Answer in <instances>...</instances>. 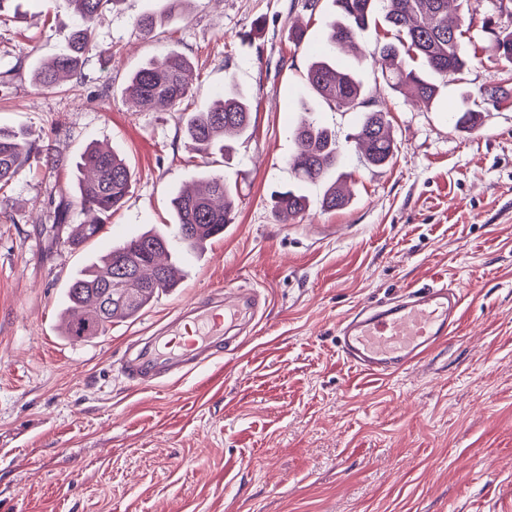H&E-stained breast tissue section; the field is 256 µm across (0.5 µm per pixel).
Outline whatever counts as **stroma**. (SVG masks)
Instances as JSON below:
<instances>
[{"label":"stroma","mask_w":512,"mask_h":512,"mask_svg":"<svg viewBox=\"0 0 512 512\" xmlns=\"http://www.w3.org/2000/svg\"><path fill=\"white\" fill-rule=\"evenodd\" d=\"M166 3L103 8L80 73L53 88L34 72L66 45L67 0L0 11V126L24 128L36 149L0 192V512H512V66L488 54L512 15L490 0L463 12L474 61L430 105L374 67L392 38L385 25L340 56L363 82L365 109L391 120L395 157L376 168L352 142L362 111L328 105L306 81L333 0H190L143 36L136 18ZM171 51L195 64L193 93L172 110H135L129 76ZM229 72L251 99L249 135L229 157L204 159L189 152L184 119L223 93ZM462 106L480 114L473 130L455 127ZM306 107L343 147L351 199L327 210L325 184L304 185L306 209L284 222L272 196L294 181ZM91 144L121 154L133 184L74 250L76 164ZM224 172L234 222L186 258L179 288L107 335L63 336L72 277L113 243L172 232L177 191ZM63 199L69 223L48 236ZM436 280L465 302L433 359L370 376L342 357L344 315ZM221 285L266 296L253 339L227 361L148 390L113 374L128 342Z\"/></svg>","instance_id":"stroma-1"}]
</instances>
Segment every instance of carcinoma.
<instances>
[{
  "mask_svg": "<svg viewBox=\"0 0 512 512\" xmlns=\"http://www.w3.org/2000/svg\"><path fill=\"white\" fill-rule=\"evenodd\" d=\"M109 0H69L79 24L68 48L41 66L35 75L39 85L51 88L80 71L83 56L95 47L94 22ZM336 17L327 24L326 51L307 71L310 87L338 109L354 110L365 103L361 80L354 70L336 67V48L355 40L382 13L383 23L396 31L393 41L375 49L373 58L385 83L394 90H407L425 104L437 95L436 80L461 74L471 62L462 49L460 25L448 22V0H334ZM492 50L499 59L512 63V31L495 36ZM191 61L169 52L155 58L130 78L125 96L138 110L174 109L192 88ZM251 104L232 74L225 75L224 95L207 110L186 117L184 128L189 151L206 158L217 152L228 154L227 140L241 138L250 129ZM297 152L289 161L296 183H315L336 171L342 148L336 134L323 127L311 112L304 111L293 129ZM359 151L375 167L389 164L396 152L390 122L382 110L362 113L356 141ZM34 147L24 132L0 128V190L6 188L28 164ZM79 204L93 214L89 221L73 226L69 242L80 247L94 240L112 213L122 207L133 181V173L115 152L90 148L77 164ZM350 195L338 182L325 191L322 207L345 206ZM276 213L282 220L302 212L306 198L291 186L274 196ZM175 238L181 249L170 250L169 236L147 231L114 247L97 264L72 278L67 290L63 335L72 340L103 336L116 321L136 317L163 292L178 287L181 263L186 254L222 234L233 223L235 192L228 175H211L201 184L177 194Z\"/></svg>",
  "mask_w": 512,
  "mask_h": 512,
  "instance_id": "obj_1",
  "label": "carcinoma"
}]
</instances>
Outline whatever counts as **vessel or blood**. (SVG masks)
Instances as JSON below:
<instances>
[{"mask_svg":"<svg viewBox=\"0 0 512 512\" xmlns=\"http://www.w3.org/2000/svg\"><path fill=\"white\" fill-rule=\"evenodd\" d=\"M463 302L461 290L444 283L358 309L337 328L341 352L360 372L394 375L424 361L454 334ZM262 303L256 289L217 287L184 303L151 335L128 345L117 372L137 388L182 378L221 356L230 346L228 331L243 318L255 317Z\"/></svg>","mask_w":512,"mask_h":512,"instance_id":"vessel-or-blood-1","label":"vessel or blood"}]
</instances>
